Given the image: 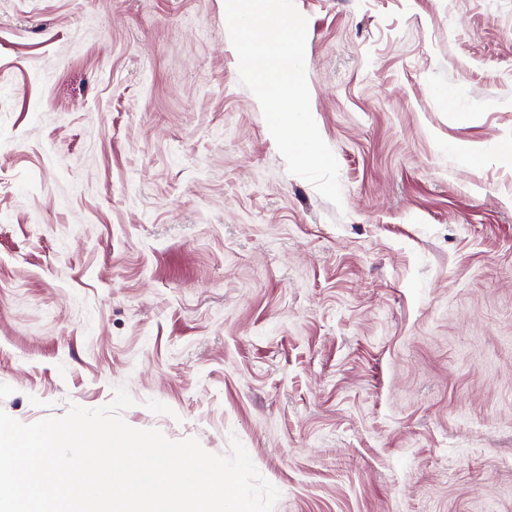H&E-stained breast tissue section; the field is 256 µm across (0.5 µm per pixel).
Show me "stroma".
I'll return each instance as SVG.
<instances>
[{
	"label": "stroma",
	"instance_id": "stroma-1",
	"mask_svg": "<svg viewBox=\"0 0 512 512\" xmlns=\"http://www.w3.org/2000/svg\"><path fill=\"white\" fill-rule=\"evenodd\" d=\"M294 3L339 208L224 0H0V410L124 388L274 512H512V168L442 149L512 138V0Z\"/></svg>",
	"mask_w": 512,
	"mask_h": 512
}]
</instances>
